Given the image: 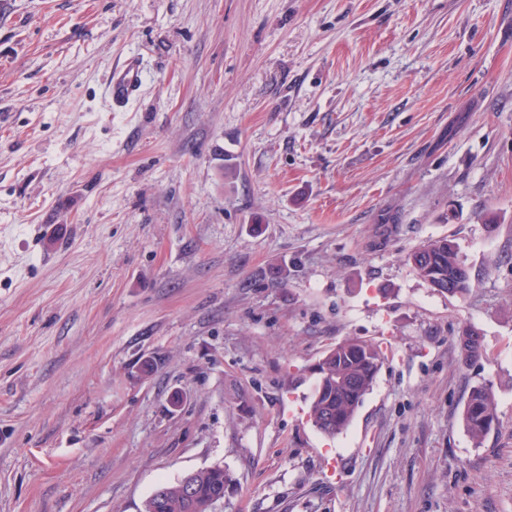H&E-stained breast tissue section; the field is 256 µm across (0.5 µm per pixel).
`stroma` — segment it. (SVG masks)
<instances>
[{
  "mask_svg": "<svg viewBox=\"0 0 512 512\" xmlns=\"http://www.w3.org/2000/svg\"><path fill=\"white\" fill-rule=\"evenodd\" d=\"M445 237L461 298L407 260ZM214 465L215 512H512V0H0V512ZM141 86V70L136 60H129L120 69L112 71L108 86L109 96L115 105L130 101ZM322 359L326 372L323 370L317 376L310 419L318 431L334 436L343 432L352 421L370 390L384 355L372 342L348 339L328 351ZM463 422L475 445H480L498 422L491 387L483 385L472 391L463 412Z\"/></svg>",
  "mask_w": 512,
  "mask_h": 512,
  "instance_id": "1",
  "label": "stroma"
}]
</instances>
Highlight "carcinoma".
Wrapping results in <instances>:
<instances>
[{
  "instance_id": "1",
  "label": "carcinoma",
  "mask_w": 512,
  "mask_h": 512,
  "mask_svg": "<svg viewBox=\"0 0 512 512\" xmlns=\"http://www.w3.org/2000/svg\"><path fill=\"white\" fill-rule=\"evenodd\" d=\"M409 261L418 277L431 287L444 280L454 281V287L447 289L450 296L463 297L471 288L470 271L460 250L447 238L422 243L410 253ZM383 360L379 346L358 339H348L326 353V372L317 376L310 409V419L318 431L334 436L348 427ZM463 422L475 445H480L497 424L491 387L483 385L472 391L463 412ZM191 475L195 501L201 506L224 493L232 481L220 467L193 471ZM191 509L178 482L158 487L144 504V512H191Z\"/></svg>"
}]
</instances>
